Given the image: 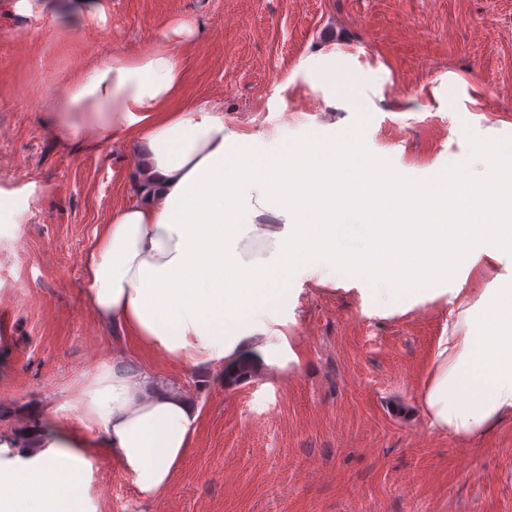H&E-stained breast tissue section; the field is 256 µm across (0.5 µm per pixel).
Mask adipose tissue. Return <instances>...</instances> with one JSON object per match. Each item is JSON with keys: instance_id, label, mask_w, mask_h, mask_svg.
Instances as JSON below:
<instances>
[{"instance_id": "obj_1", "label": "adipose tissue", "mask_w": 512, "mask_h": 512, "mask_svg": "<svg viewBox=\"0 0 512 512\" xmlns=\"http://www.w3.org/2000/svg\"><path fill=\"white\" fill-rule=\"evenodd\" d=\"M192 19L167 21L150 53L91 61L38 95L55 142L74 154L134 143L141 157L134 201L112 209L83 258V292L98 319L200 376L215 364L261 349L255 315L285 307L295 267L315 265L347 277L354 250L336 245V227L289 238L258 224L256 210L287 211L298 186L282 178L288 143H237L224 132L222 103L184 105V50ZM267 247L256 255L254 244ZM436 273L400 269L368 274L380 311L409 300H445L448 332L439 336L421 406L431 431L470 441L512 418V279L493 277L512 234L493 225L454 228ZM85 433L34 408L26 437L38 446L23 468H0V512H39L45 500L77 512L84 495L85 451L106 449L139 491L167 490L192 446L200 416L187 395L154 375L106 367L66 403Z\"/></svg>"}]
</instances>
